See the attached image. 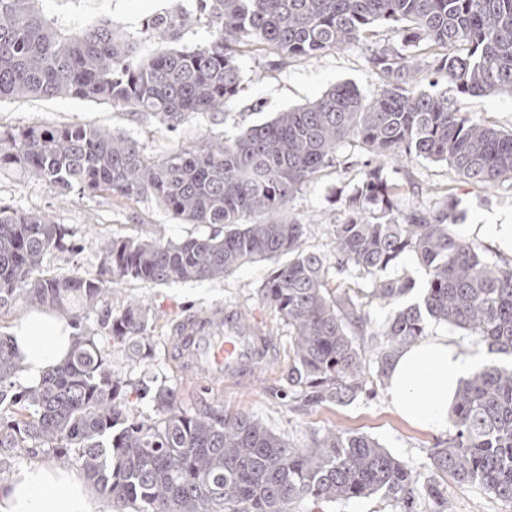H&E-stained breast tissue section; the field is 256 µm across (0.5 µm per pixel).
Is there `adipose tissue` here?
<instances>
[{
	"label": "adipose tissue",
	"mask_w": 512,
	"mask_h": 512,
	"mask_svg": "<svg viewBox=\"0 0 512 512\" xmlns=\"http://www.w3.org/2000/svg\"><path fill=\"white\" fill-rule=\"evenodd\" d=\"M75 334L51 312H31L21 319L13 340L24 359L25 379L39 381L47 369L62 362ZM474 366L454 337L440 333L424 337L397 357L388 397L411 424L447 431L448 407ZM0 512H99V504L78 475L31 463L20 468L0 492Z\"/></svg>",
	"instance_id": "ef3b65f1"
}]
</instances>
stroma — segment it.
Segmentation results:
<instances>
[{
  "mask_svg": "<svg viewBox=\"0 0 512 512\" xmlns=\"http://www.w3.org/2000/svg\"><path fill=\"white\" fill-rule=\"evenodd\" d=\"M46 15L63 29L70 30L112 20L127 36L141 42L148 52H160L170 46L191 47L210 35L207 19L194 18V0H44ZM193 16L191 25L182 29L176 41L152 35L155 17L166 14ZM384 27H376L368 40L341 50H331L315 58L284 59L267 45L250 40L240 44L238 63L243 74L241 90L218 119L191 116L170 133L154 118L115 109L112 106L78 99L7 100L0 103V130L32 123L56 125L82 122L130 136L142 145L147 156L160 158L173 142L186 145L204 134L231 139L251 126L270 121L278 112L305 104L340 83H351L364 97L377 93L380 80L369 68L366 58L374 47L391 40ZM462 112L508 131L512 129V98L462 97ZM390 178H408L421 187L420 201H432L443 194L457 203L454 230L477 243L492 256L512 259V247L490 232L493 224L512 225V184L495 188L465 182L446 164L415 159L387 168ZM353 170L343 163L325 168L313 181L287 203L290 216L309 224L304 240L306 249L325 252L330 248V231L343 217L337 193L352 184ZM0 201L20 210L42 212L58 224L67 225L76 251L54 253L47 259L51 270H75L97 274L101 266V244L108 238L155 239L180 242L213 233L207 224H185L166 213L149 198L120 199L103 193L94 197L71 194L63 197L47 185L17 175H0ZM271 262L247 264L230 275L214 281L171 282L146 286L127 279H113L103 305L120 309L131 299H140L149 307L150 334L154 360H144L126 346L113 344L108 349L112 370L123 380L138 382L157 379L177 390L188 412L201 406L218 407L230 413H246L262 419L268 427L296 445H304L311 432L342 428L366 434L393 455L427 473L429 453L438 441L437 434L411 425L391 406L387 387L375 384L373 396H361L343 405L300 409L284 396L287 385L283 373L288 367L290 331L280 316L261 299V287L271 272ZM214 306L236 308L258 317L275 336L276 355L249 382L239 385H215L202 388L182 376L164 357V344L172 325L182 317ZM441 493L448 502L447 512H512L479 490L453 479L442 482Z\"/></svg>",
  "mask_w": 512,
  "mask_h": 512,
  "instance_id": "obj_1",
  "label": "stroma"
}]
</instances>
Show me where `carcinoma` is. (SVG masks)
<instances>
[{"label":"carcinoma","mask_w":512,"mask_h":512,"mask_svg":"<svg viewBox=\"0 0 512 512\" xmlns=\"http://www.w3.org/2000/svg\"><path fill=\"white\" fill-rule=\"evenodd\" d=\"M42 0H0V100L82 98L152 116L170 130L190 115L215 114L238 95L237 47L248 39L286 58L313 57L367 39L377 24L402 44L427 50L446 87L416 94L413 57L392 43L368 56L381 88L370 101L353 85L335 86L233 140L174 146L161 159L131 138L84 123L0 131V175L18 174L61 195L150 197L190 224H221L223 235L179 243L109 238L100 273L58 272L46 258L68 250L70 230L49 217L0 202V310L17 303L62 316L76 340L69 357L38 383L10 393L23 370L11 336L0 333V448L35 443L74 452L109 512H294L311 502L343 504L378 496L392 512H445V477L512 506V362L492 361L463 381L448 416L449 435L430 454L424 479L375 439L334 428L297 446L259 418L181 407L175 389L154 390L157 417L129 419L131 386L112 374L101 339L154 356L150 310L131 301L107 312L104 332L84 325L106 296L103 276L143 284L213 281L257 261L274 267L262 300L291 330L288 395L304 406L344 404L388 378L395 356L428 335L429 320L467 332L474 343L512 359V263L496 261L452 229L453 199L400 208L417 194L387 178L385 162L422 158L489 188L512 180V131L466 117L465 96L512 97V0H197L212 24L193 47L146 52L117 26L62 30ZM191 18L163 17L152 28L173 40ZM368 154L360 179L332 225L333 253L303 248L307 225L285 205L340 146ZM426 270L422 301L370 320L368 304L397 303L414 279L394 272L404 255ZM353 270L369 291L328 287L329 264Z\"/></svg>","instance_id":"cac0c4a2"}]
</instances>
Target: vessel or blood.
Wrapping results in <instances>:
<instances>
[{
    "mask_svg": "<svg viewBox=\"0 0 512 512\" xmlns=\"http://www.w3.org/2000/svg\"><path fill=\"white\" fill-rule=\"evenodd\" d=\"M167 354L196 385L240 384L275 355L274 338L239 310L215 307L188 316L173 327Z\"/></svg>",
    "mask_w": 512,
    "mask_h": 512,
    "instance_id": "obj_1",
    "label": "vessel or blood"
}]
</instances>
